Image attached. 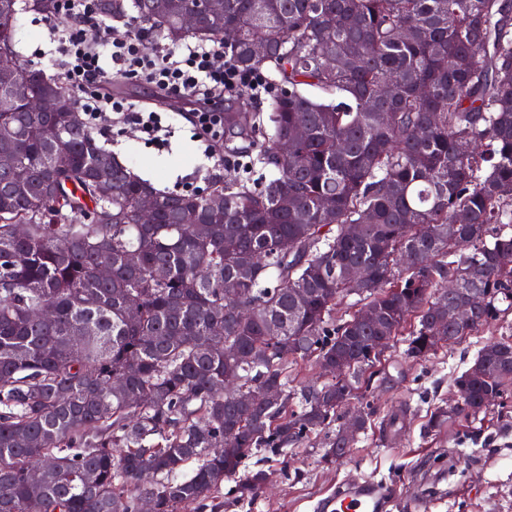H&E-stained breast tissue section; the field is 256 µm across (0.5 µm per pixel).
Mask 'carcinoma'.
I'll return each mask as SVG.
<instances>
[{
  "label": "carcinoma",
  "mask_w": 512,
  "mask_h": 512,
  "mask_svg": "<svg viewBox=\"0 0 512 512\" xmlns=\"http://www.w3.org/2000/svg\"><path fill=\"white\" fill-rule=\"evenodd\" d=\"M195 7L95 3L171 43H219L241 71L268 69L269 112L224 110V151L245 145L241 165L271 180L159 192L100 143L72 89L17 59L18 13L55 17L60 0H0V71L14 76L0 89V151L27 169L0 177V512H29L35 466L44 512H140L147 497L155 512H189L226 481L250 500L268 475L247 466L254 448L283 456L328 429L324 462L348 453L375 414L380 345L403 336L426 359L439 337L452 345L512 310V0H224L188 30ZM33 97L60 108L33 114ZM145 198L154 224L138 223ZM351 265L369 268L364 287ZM469 289L482 295L470 320L449 318ZM352 296L375 320L336 316ZM42 306L51 320L32 319ZM336 360L343 377L289 385L288 365ZM226 373L269 400L216 393ZM455 388L461 404L436 407L428 431L508 397L512 338L479 348Z\"/></svg>",
  "instance_id": "cac0c4a2"
}]
</instances>
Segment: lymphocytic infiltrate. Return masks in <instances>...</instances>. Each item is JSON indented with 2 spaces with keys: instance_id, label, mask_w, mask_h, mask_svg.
Segmentation results:
<instances>
[{
  "instance_id": "1",
  "label": "lymphocytic infiltrate",
  "mask_w": 512,
  "mask_h": 512,
  "mask_svg": "<svg viewBox=\"0 0 512 512\" xmlns=\"http://www.w3.org/2000/svg\"><path fill=\"white\" fill-rule=\"evenodd\" d=\"M61 5L65 21L54 30L56 51L67 81L85 95L84 111L115 114L155 143H162L165 130L160 113L112 97L107 88L114 77L144 80L161 97L187 103L183 118L199 139L211 122L222 120L226 95L246 92L258 100L267 89L259 73L237 70L217 45L185 43L150 53L144 47L145 32L118 37L83 0H61ZM105 53L112 60L108 68L100 63Z\"/></svg>"
}]
</instances>
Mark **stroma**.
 Instances as JSON below:
<instances>
[{
    "mask_svg": "<svg viewBox=\"0 0 512 512\" xmlns=\"http://www.w3.org/2000/svg\"><path fill=\"white\" fill-rule=\"evenodd\" d=\"M52 25L31 12L16 19V50L25 64L49 75L59 72L48 58ZM94 130L107 149L163 191L192 193L215 174L244 175L236 161L205 157L203 143L186 129L176 131L164 147L134 128L103 119ZM506 336L512 337V311L423 360L409 358L404 341H395L380 366L387 380L371 395L376 412L344 458L322 461L323 433L289 448L283 458L253 449L251 464L269 470L271 484L244 503L219 490L194 512H314L319 499L360 478L387 488L386 512H409L410 500L427 493L431 512H512V397L479 420L459 417L440 433L425 430L434 406L453 405L457 373L481 346Z\"/></svg>",
    "mask_w": 512,
    "mask_h": 512,
    "instance_id": "1",
    "label": "stroma"
}]
</instances>
